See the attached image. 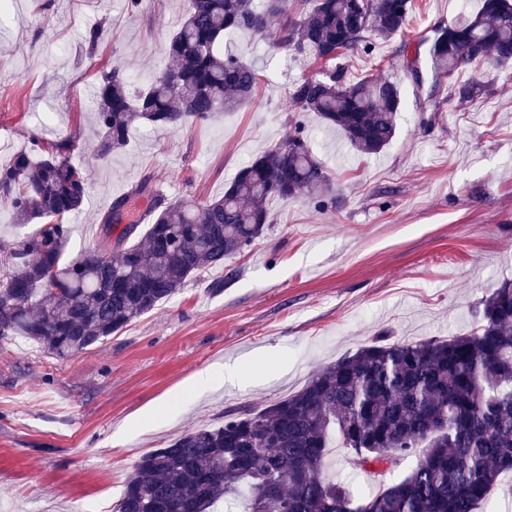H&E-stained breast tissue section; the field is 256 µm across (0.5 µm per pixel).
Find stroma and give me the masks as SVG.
Here are the masks:
<instances>
[{
	"label": "stroma",
	"instance_id": "obj_1",
	"mask_svg": "<svg viewBox=\"0 0 512 512\" xmlns=\"http://www.w3.org/2000/svg\"><path fill=\"white\" fill-rule=\"evenodd\" d=\"M189 0H0V164L31 137L72 140L87 174L68 255L93 246L113 198L150 180L167 200L207 199L250 159L303 123L336 186L324 206L276 201L245 252L206 270L96 348L68 358L23 338L0 343V512H115L139 457L192 428L222 425L244 406L301 389L318 368L374 339L471 334L487 289L512 280V68L469 67L480 89L459 102L448 79L426 109L415 103L402 43L453 21L459 0H415L403 34L376 57L346 60L397 82L405 106L380 154L353 149L312 112L294 111L289 86L321 65L258 37L228 31L224 45L259 77L253 103L173 132L143 124L127 146L98 157L96 74L117 66L131 89L168 70L166 44ZM107 37L89 49L84 33ZM222 290H215L216 280ZM239 367V384L191 396L201 369ZM172 416L134 420L160 403Z\"/></svg>",
	"mask_w": 512,
	"mask_h": 512
}]
</instances>
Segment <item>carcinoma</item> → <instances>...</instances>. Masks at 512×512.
Returning a JSON list of instances; mask_svg holds the SVG:
<instances>
[{"instance_id":"cac0c4a2","label":"carcinoma","mask_w":512,"mask_h":512,"mask_svg":"<svg viewBox=\"0 0 512 512\" xmlns=\"http://www.w3.org/2000/svg\"><path fill=\"white\" fill-rule=\"evenodd\" d=\"M414 0H191L168 40L174 68L133 97L118 67L100 73L97 152L122 149L149 123L174 131L252 102L255 70L222 48L224 34L262 35L277 20L278 44L316 61L376 50L406 28ZM423 90L419 48L401 47ZM439 78L479 63H512V0H482L476 12L438 26L427 49ZM288 95L364 154L393 139L403 94L374 74L293 83ZM86 179L68 141L31 147L0 166V200L35 230L8 246L0 280V340L33 341L48 354L73 356L103 342L171 298L203 270L245 252L269 223L268 203L324 201L333 183L304 126L255 157L220 197L166 201L149 182L137 193L153 207L123 223L129 196L113 200L95 246L65 257L70 218ZM148 230L129 244L145 221ZM471 336L420 342H372L313 374L297 392L260 409L229 414L218 427L192 429L134 466L118 512H218L243 500V512H476L505 471H512V281L479 302ZM349 463L379 475L358 497L325 472L333 439ZM410 456L415 466L393 478Z\"/></svg>"}]
</instances>
